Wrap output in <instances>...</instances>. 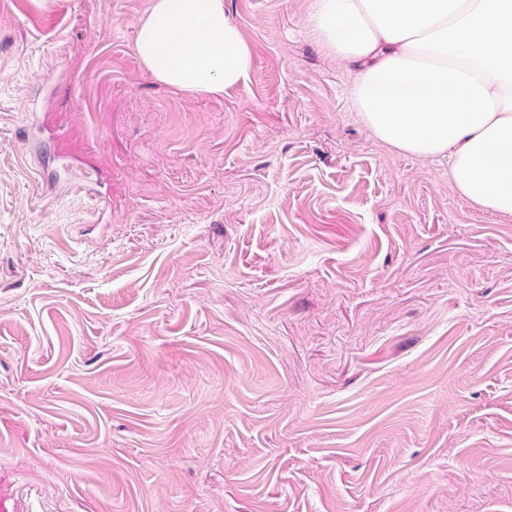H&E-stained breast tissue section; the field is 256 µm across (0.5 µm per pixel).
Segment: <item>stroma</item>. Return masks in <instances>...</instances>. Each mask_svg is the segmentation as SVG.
I'll use <instances>...</instances> for the list:
<instances>
[{
    "label": "stroma",
    "instance_id": "35a3bbf8",
    "mask_svg": "<svg viewBox=\"0 0 512 512\" xmlns=\"http://www.w3.org/2000/svg\"><path fill=\"white\" fill-rule=\"evenodd\" d=\"M0 0V480L23 512H512V217L362 123L311 0ZM68 138L58 142L54 127ZM134 43L152 76L184 93L224 95L253 69L251 48L224 0H151Z\"/></svg>",
    "mask_w": 512,
    "mask_h": 512
}]
</instances>
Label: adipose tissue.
Wrapping results in <instances>:
<instances>
[{
    "label": "adipose tissue",
    "mask_w": 512,
    "mask_h": 512,
    "mask_svg": "<svg viewBox=\"0 0 512 512\" xmlns=\"http://www.w3.org/2000/svg\"><path fill=\"white\" fill-rule=\"evenodd\" d=\"M309 23L349 66L371 135L447 160L454 191L512 215V0H313ZM135 49L157 81L189 94L223 95L253 69L224 0H151Z\"/></svg>",
    "instance_id": "adipose-tissue-1"
}]
</instances>
